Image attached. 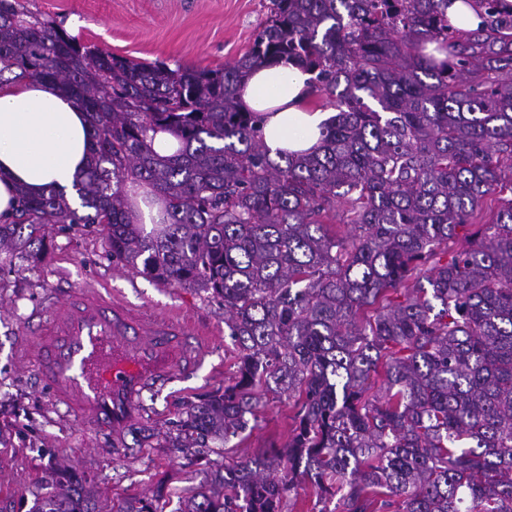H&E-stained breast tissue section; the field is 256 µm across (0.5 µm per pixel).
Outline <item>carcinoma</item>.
Returning <instances> with one entry per match:
<instances>
[{
  "instance_id": "1",
  "label": "carcinoma",
  "mask_w": 512,
  "mask_h": 512,
  "mask_svg": "<svg viewBox=\"0 0 512 512\" xmlns=\"http://www.w3.org/2000/svg\"><path fill=\"white\" fill-rule=\"evenodd\" d=\"M478 3L462 38L448 0H270L250 49L211 70L137 63L0 0V77L70 93L94 159L80 208L54 188L19 199L0 255L96 224L116 262L224 299L238 370L188 405L177 450L228 447L261 385L298 408L285 447L228 460L181 512H284L305 481L338 512H512V197L485 213L512 193V8ZM280 62L336 114L319 151L275 161L238 88ZM159 132L180 147L158 154ZM141 185L163 205L149 233ZM461 226L476 240L456 248ZM32 512L103 510L69 481Z\"/></svg>"
}]
</instances>
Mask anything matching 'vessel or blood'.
Segmentation results:
<instances>
[{"label": "vessel or blood", "mask_w": 512, "mask_h": 512, "mask_svg": "<svg viewBox=\"0 0 512 512\" xmlns=\"http://www.w3.org/2000/svg\"><path fill=\"white\" fill-rule=\"evenodd\" d=\"M47 313L19 362L31 365L55 405L118 448L144 419V395L192 373L209 342H190L174 314L95 287L54 297Z\"/></svg>", "instance_id": "1"}]
</instances>
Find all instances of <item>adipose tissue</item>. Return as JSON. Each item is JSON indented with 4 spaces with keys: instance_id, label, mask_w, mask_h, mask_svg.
<instances>
[{
    "instance_id": "obj_1",
    "label": "adipose tissue",
    "mask_w": 512,
    "mask_h": 512,
    "mask_svg": "<svg viewBox=\"0 0 512 512\" xmlns=\"http://www.w3.org/2000/svg\"><path fill=\"white\" fill-rule=\"evenodd\" d=\"M312 78L282 62L253 69L240 85L238 98L259 117L271 157L319 150L329 114L309 100ZM89 144L84 113L59 85H0V219L13 214L20 196L71 190L91 160Z\"/></svg>"
}]
</instances>
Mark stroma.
<instances>
[{
	"instance_id": "1",
	"label": "stroma",
	"mask_w": 512,
	"mask_h": 512,
	"mask_svg": "<svg viewBox=\"0 0 512 512\" xmlns=\"http://www.w3.org/2000/svg\"><path fill=\"white\" fill-rule=\"evenodd\" d=\"M32 11L61 24L84 42L143 63L221 69L252 45L269 0H28ZM105 283L134 305L178 314L210 335L202 365L173 385L146 395V420L120 452L111 439L82 428L52 406L35 372L16 361L25 333L39 324L49 297ZM238 352L224 325V302L195 288L162 284L113 262L95 226L51 225L39 259L16 268L0 263V512H30L53 478L51 462H65L85 480L97 505L168 490L165 512H179L224 465L220 448L184 453L166 446V434L189 402L223 390ZM294 404L262 394L254 429L241 436L236 456L253 457L288 443Z\"/></svg>"
}]
</instances>
